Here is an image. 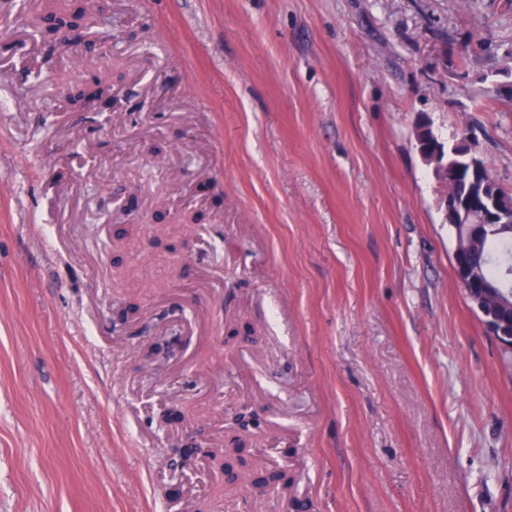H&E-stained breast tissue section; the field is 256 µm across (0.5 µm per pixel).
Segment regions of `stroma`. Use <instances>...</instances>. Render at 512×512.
<instances>
[{
    "label": "stroma",
    "instance_id": "35a3bbf8",
    "mask_svg": "<svg viewBox=\"0 0 512 512\" xmlns=\"http://www.w3.org/2000/svg\"><path fill=\"white\" fill-rule=\"evenodd\" d=\"M0 7V512H512V363L429 118L512 188V0ZM98 79L115 109L79 112ZM260 411L247 463L179 465ZM86 11L84 7L78 6L74 10L62 11L53 15L51 32L56 34L60 31L76 32L84 20ZM456 273L467 298L476 306L484 318L489 335L493 336L504 350L512 351V293L502 288H471L472 276L469 269L459 265L455 256ZM502 291L508 299L503 297ZM494 295L497 302L490 299Z\"/></svg>",
    "mask_w": 512,
    "mask_h": 512
}]
</instances>
